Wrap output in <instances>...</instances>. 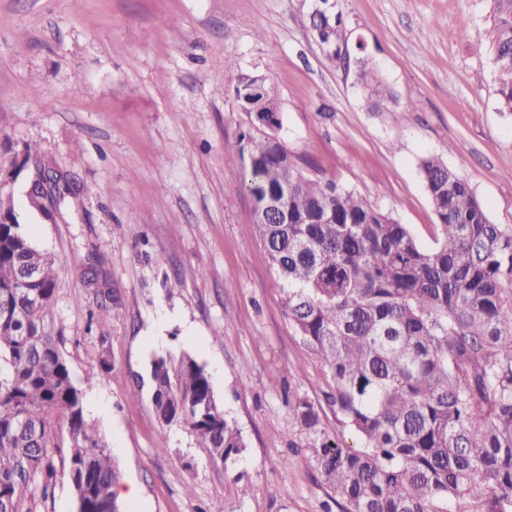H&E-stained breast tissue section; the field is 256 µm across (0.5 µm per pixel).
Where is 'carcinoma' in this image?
Returning a JSON list of instances; mask_svg holds the SVG:
<instances>
[{"label": "carcinoma", "mask_w": 512, "mask_h": 512, "mask_svg": "<svg viewBox=\"0 0 512 512\" xmlns=\"http://www.w3.org/2000/svg\"><path fill=\"white\" fill-rule=\"evenodd\" d=\"M493 4L497 100L512 114V0ZM311 25L327 59L344 61L342 13ZM358 64L371 109L386 110L392 93L372 63ZM232 93L268 133L241 135L230 163L253 198L288 320L326 370L323 403H292L328 488L324 512H512V227L491 223L469 184L429 155L420 172L438 224L425 248L408 225L300 166L272 134L282 122L269 80L241 76ZM57 281L0 185V308L11 312L0 317V512H22L32 487L53 484L58 426L77 500L86 512H122L112 450L52 333ZM149 384L159 420L189 427L214 462L245 450L191 354L154 358ZM325 407L358 447L329 431Z\"/></svg>", "instance_id": "obj_1"}]
</instances>
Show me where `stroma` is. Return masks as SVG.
<instances>
[{"instance_id":"1","label":"stroma","mask_w":512,"mask_h":512,"mask_svg":"<svg viewBox=\"0 0 512 512\" xmlns=\"http://www.w3.org/2000/svg\"><path fill=\"white\" fill-rule=\"evenodd\" d=\"M491 2L339 0L343 68L324 58L302 0H0V179L24 233L57 261L53 333L120 483L139 491L126 512H321L326 498L291 410L295 396L320 398L324 375L228 163L255 131L230 91L238 75L269 76L280 137L303 167L391 213L422 246L437 222L419 169L430 154L492 223L512 225V114L498 109L485 42ZM362 57L394 95L386 111L369 108ZM30 145L79 187L51 219L28 205ZM92 248L95 287L84 278ZM167 275L181 287L163 288ZM100 287L112 291L102 328L88 321ZM185 352L245 438L234 464L162 425L137 388L154 355ZM25 507L77 512L66 470Z\"/></svg>"}]
</instances>
